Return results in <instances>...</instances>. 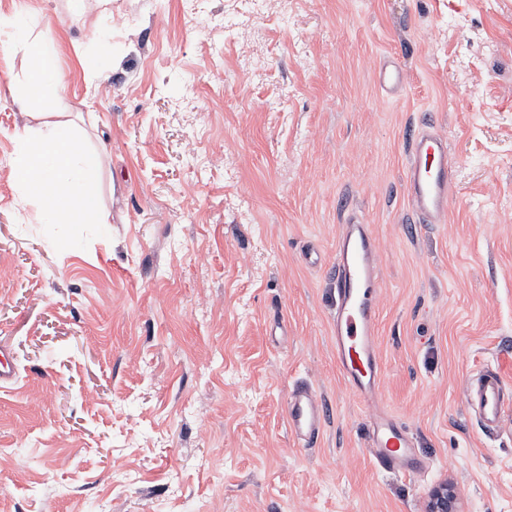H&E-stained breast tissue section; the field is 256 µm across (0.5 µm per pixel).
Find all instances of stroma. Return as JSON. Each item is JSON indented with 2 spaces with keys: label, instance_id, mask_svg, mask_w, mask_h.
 I'll return each mask as SVG.
<instances>
[{
  "label": "stroma",
  "instance_id": "obj_1",
  "mask_svg": "<svg viewBox=\"0 0 512 512\" xmlns=\"http://www.w3.org/2000/svg\"><path fill=\"white\" fill-rule=\"evenodd\" d=\"M59 118L104 154L103 224H40L8 165L33 125L0 103V512H512V0H112L110 94L66 0ZM405 70L399 96L374 67ZM456 161L446 223L407 198L417 131ZM380 251L381 391L425 470H382L334 357L341 224ZM318 251L321 263L309 265ZM300 384L324 402L291 436ZM464 393L483 429L490 434L498 432L512 410V403L506 402L499 372L489 367L477 371L467 382ZM287 421L291 435L311 447L322 435L326 415L321 399L309 388L297 387L288 396ZM457 494L453 486L443 483L435 488L429 497L426 512H457Z\"/></svg>",
  "mask_w": 512,
  "mask_h": 512
}]
</instances>
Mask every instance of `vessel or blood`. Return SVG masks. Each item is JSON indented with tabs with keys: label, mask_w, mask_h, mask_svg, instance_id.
Here are the masks:
<instances>
[{
	"label": "vessel or blood",
	"mask_w": 512,
	"mask_h": 512,
	"mask_svg": "<svg viewBox=\"0 0 512 512\" xmlns=\"http://www.w3.org/2000/svg\"><path fill=\"white\" fill-rule=\"evenodd\" d=\"M375 79L388 96L399 94L405 71L392 60L378 64ZM455 162L446 137L435 125H424L414 139L407 167L408 199L421 223H443L449 208ZM378 249L369 225L358 219L344 224L336 239L333 285L336 306L331 324L336 360L356 398L370 410L367 448L383 470L411 476L424 463L412 450L407 431L386 409L380 389V358L376 346L378 312ZM467 402L490 434L512 415L505 385L497 370L484 368L467 382ZM287 421L291 435L313 446L322 435L326 415L321 399L299 387L288 396Z\"/></svg>",
	"instance_id": "obj_1"
}]
</instances>
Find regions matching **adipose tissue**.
I'll return each mask as SVG.
<instances>
[{"label": "adipose tissue", "instance_id": "ef3b65f1", "mask_svg": "<svg viewBox=\"0 0 512 512\" xmlns=\"http://www.w3.org/2000/svg\"><path fill=\"white\" fill-rule=\"evenodd\" d=\"M45 22V15L25 0L11 15H0V45L22 51L27 59L23 80L10 86L13 103L37 120L36 126L15 133L11 166L39 223L98 224L103 157L73 125L54 118L65 89L62 45L41 32Z\"/></svg>", "mask_w": 512, "mask_h": 512}]
</instances>
